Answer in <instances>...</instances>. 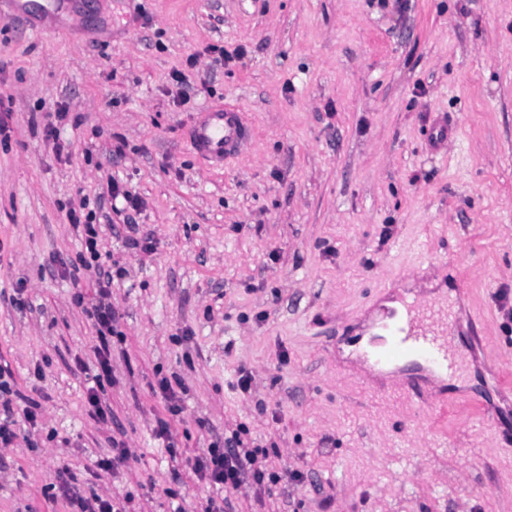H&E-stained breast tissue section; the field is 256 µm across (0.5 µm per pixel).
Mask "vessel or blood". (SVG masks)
<instances>
[{
  "label": "vessel or blood",
  "mask_w": 512,
  "mask_h": 512,
  "mask_svg": "<svg viewBox=\"0 0 512 512\" xmlns=\"http://www.w3.org/2000/svg\"><path fill=\"white\" fill-rule=\"evenodd\" d=\"M250 136L241 112L227 107L200 112L192 121L190 144L206 162L223 164L236 157ZM403 319L384 324V336L358 347L367 372L396 378L397 390L421 394L424 378L448 370V313L436 303L407 298Z\"/></svg>",
  "instance_id": "vessel-or-blood-1"
}]
</instances>
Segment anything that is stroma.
I'll return each mask as SVG.
<instances>
[{"mask_svg": "<svg viewBox=\"0 0 512 512\" xmlns=\"http://www.w3.org/2000/svg\"><path fill=\"white\" fill-rule=\"evenodd\" d=\"M224 104L254 137L214 168L188 129ZM0 123V369L40 405L0 447V512H71L64 466L115 512H512V0H15ZM111 178L136 229L98 199ZM80 206L114 271L105 424ZM398 292L455 310L444 414L336 342ZM231 435L269 449V493L194 475Z\"/></svg>", "mask_w": 512, "mask_h": 512, "instance_id": "35a3bbf8", "label": "stroma"}]
</instances>
